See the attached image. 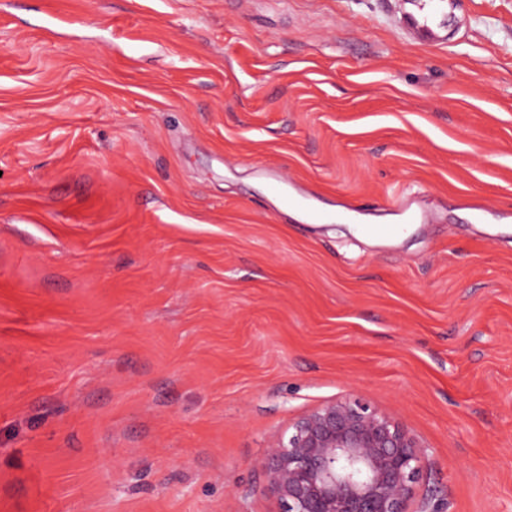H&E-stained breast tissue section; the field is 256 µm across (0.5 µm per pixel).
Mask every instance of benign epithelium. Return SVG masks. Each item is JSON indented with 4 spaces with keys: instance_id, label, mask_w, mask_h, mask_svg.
I'll list each match as a JSON object with an SVG mask.
<instances>
[{
    "instance_id": "7a95c632",
    "label": "benign epithelium",
    "mask_w": 512,
    "mask_h": 512,
    "mask_svg": "<svg viewBox=\"0 0 512 512\" xmlns=\"http://www.w3.org/2000/svg\"><path fill=\"white\" fill-rule=\"evenodd\" d=\"M290 429L258 462L282 512H407L425 445L389 413L348 393Z\"/></svg>"
}]
</instances>
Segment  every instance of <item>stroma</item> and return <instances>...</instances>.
<instances>
[{"label":"stroma","mask_w":512,"mask_h":512,"mask_svg":"<svg viewBox=\"0 0 512 512\" xmlns=\"http://www.w3.org/2000/svg\"><path fill=\"white\" fill-rule=\"evenodd\" d=\"M451 3L0 0V512H281L269 440L351 390L408 512H512V0ZM443 0H423L417 5L416 12L409 15L407 27L420 32L427 40L433 41L439 35L445 18ZM398 203L399 206L394 210V215L397 217L399 223L389 224L382 229L388 236H394L404 232L407 224H422L426 221L424 212L412 208L411 206L400 205V200H398Z\"/></svg>","instance_id":"stroma-1"}]
</instances>
